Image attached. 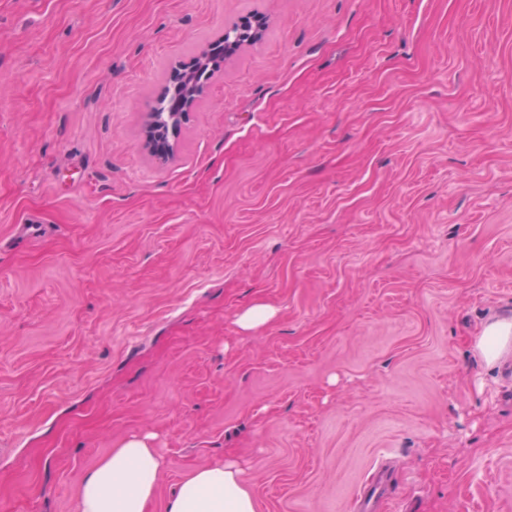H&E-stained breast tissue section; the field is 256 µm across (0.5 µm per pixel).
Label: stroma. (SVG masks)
<instances>
[{
    "label": "stroma",
    "mask_w": 512,
    "mask_h": 512,
    "mask_svg": "<svg viewBox=\"0 0 512 512\" xmlns=\"http://www.w3.org/2000/svg\"><path fill=\"white\" fill-rule=\"evenodd\" d=\"M158 163L153 106L235 23ZM254 304L275 314L242 330ZM512 0H0V512L151 433L258 512H512ZM226 40H234L237 44L251 42L254 39L253 26L250 21H245L241 25H236L224 34V41L210 53V56L203 62L199 61L193 70L183 71L184 74L190 73L200 88H203L204 82L208 80L219 63L224 61V55L236 47L234 43L224 44ZM226 49V50H225ZM512 321L500 320L490 324L476 340V348L488 364L495 363L512 347Z\"/></svg>",
    "instance_id": "1"
}]
</instances>
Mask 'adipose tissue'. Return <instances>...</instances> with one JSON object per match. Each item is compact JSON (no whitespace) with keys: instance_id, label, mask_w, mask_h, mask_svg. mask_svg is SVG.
Returning a JSON list of instances; mask_svg holds the SVG:
<instances>
[{"instance_id":"obj_1","label":"adipose tissue","mask_w":512,"mask_h":512,"mask_svg":"<svg viewBox=\"0 0 512 512\" xmlns=\"http://www.w3.org/2000/svg\"><path fill=\"white\" fill-rule=\"evenodd\" d=\"M163 461L152 435L119 443L83 479L79 512H148L157 496ZM166 512H257L256 499L235 464L219 461L181 481Z\"/></svg>"}]
</instances>
